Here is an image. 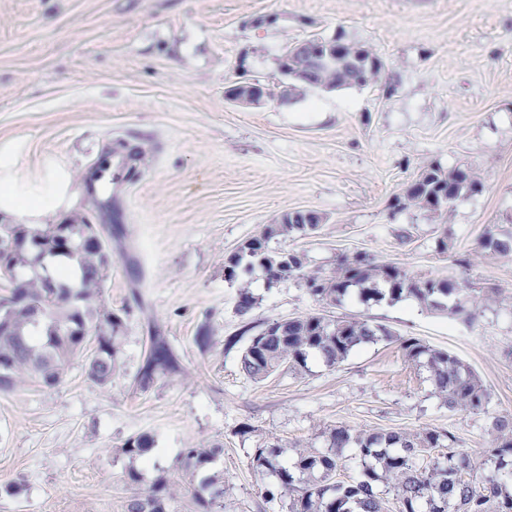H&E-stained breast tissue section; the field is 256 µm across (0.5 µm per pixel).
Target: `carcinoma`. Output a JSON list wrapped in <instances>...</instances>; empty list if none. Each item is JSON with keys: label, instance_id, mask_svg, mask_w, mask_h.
<instances>
[{"label": "carcinoma", "instance_id": "1", "mask_svg": "<svg viewBox=\"0 0 512 512\" xmlns=\"http://www.w3.org/2000/svg\"><path fill=\"white\" fill-rule=\"evenodd\" d=\"M371 55L364 46L342 43L336 59L319 66L318 86L359 85L356 62ZM483 190L484 183L473 170L462 166L444 170L431 164L396 198L394 208L443 213L460 198ZM317 228L297 214H283L224 258L225 278L236 281L258 267L267 285L297 278L315 300L328 305L348 298L364 304H394L410 298L450 318H475L483 297L474 288L466 289L460 277H418L364 252L339 254L334 271L325 274L306 270L300 252L269 248L274 238L307 236ZM0 241L11 245L9 253L0 257V275L5 280V294L0 296V393L14 390L24 377L41 388L58 386L71 361L90 344L87 375L98 385L108 384L116 368V341L122 327V318L102 303L103 282L112 267L108 238L95 225L80 224L74 217L67 224L37 227L0 224ZM478 248L489 256H511L512 233L487 224ZM47 256L67 259L81 271L80 279L70 281L64 268L48 271L43 264ZM255 305L249 288H240L236 313L244 318ZM392 339L399 341L409 360L424 364L435 393L448 410H487V388L456 355L417 338L398 337L366 320L334 319L322 313L273 320L250 337L240 369L246 377L261 382L283 367L306 370L311 359L332 367L364 344ZM178 368V357L166 339L153 336L137 386L146 391L158 376ZM491 433L489 459L494 471L488 476L475 470L469 453L457 447L449 430L355 434L336 427L329 433L327 453L303 452L288 465L279 460L277 448H257L253 464L277 480L265 497L273 500L288 495L289 512H385L384 496L389 494L398 512H512V489L508 487L512 481V413L492 417ZM349 447L358 449L362 467L355 479L338 481L337 453ZM434 448L445 449L443 460L420 464L421 457ZM152 449V437L141 434L129 439L122 452L149 463ZM222 452L221 448L192 447L177 459L175 469L189 478L194 512H224V479L211 471ZM158 471L148 488L127 497L125 512H175L176 494L170 479L164 468Z\"/></svg>", "mask_w": 512, "mask_h": 512}]
</instances>
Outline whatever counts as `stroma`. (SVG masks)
I'll return each mask as SVG.
<instances>
[{
	"instance_id": "1",
	"label": "stroma",
	"mask_w": 512,
	"mask_h": 512,
	"mask_svg": "<svg viewBox=\"0 0 512 512\" xmlns=\"http://www.w3.org/2000/svg\"><path fill=\"white\" fill-rule=\"evenodd\" d=\"M309 37L370 48L381 79L250 108L226 99L233 84L285 82L287 46ZM119 141L144 148L145 165H121ZM1 148L18 182L43 185L55 168L72 213L118 228L102 299L123 327L108 386L78 357L57 387L0 393V485L26 488L0 497V512H124L127 470L146 485L157 475L122 452L143 433L170 470L177 512L192 503L171 465L193 445L224 450V512H288L287 499L266 500L273 478L253 466L254 450L278 447L289 462L326 450L338 426L449 430L488 469L491 417L512 412V257L481 254L476 240L488 224L512 232V0H0ZM430 164L470 168L485 188L443 215L394 211ZM304 210L322 215L317 232L271 248L327 273L341 252L421 277L457 272L464 258L458 272L488 299L471 321L410 300L328 306L300 280L267 285L258 269L243 279L257 303L241 319L225 256ZM308 313L382 324L395 338L332 367L243 375V322ZM156 334L180 369L143 392L136 375ZM402 336L468 365L490 392L487 412L448 411Z\"/></svg>"
}]
</instances>
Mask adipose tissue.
Segmentation results:
<instances>
[{"mask_svg": "<svg viewBox=\"0 0 512 512\" xmlns=\"http://www.w3.org/2000/svg\"><path fill=\"white\" fill-rule=\"evenodd\" d=\"M10 158L0 152V212L21 224L39 225L66 203L67 188L62 176L51 175L47 190L18 184L10 171Z\"/></svg>", "mask_w": 512, "mask_h": 512, "instance_id": "ef3b65f1", "label": "adipose tissue"}]
</instances>
